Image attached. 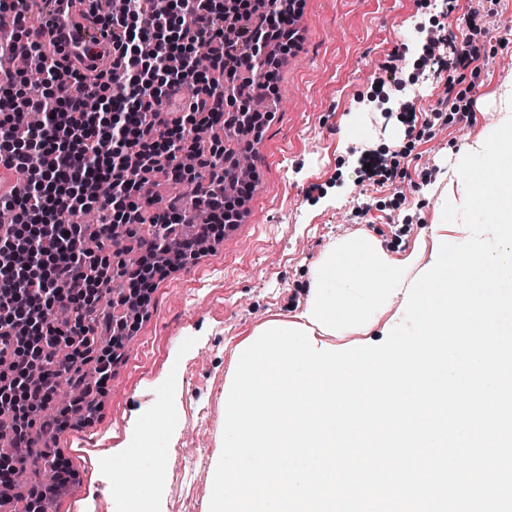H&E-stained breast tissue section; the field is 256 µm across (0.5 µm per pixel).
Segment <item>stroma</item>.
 Listing matches in <instances>:
<instances>
[{"label": "stroma", "instance_id": "stroma-1", "mask_svg": "<svg viewBox=\"0 0 512 512\" xmlns=\"http://www.w3.org/2000/svg\"><path fill=\"white\" fill-rule=\"evenodd\" d=\"M299 4L298 46L275 65L274 118L251 148L257 184L245 216L210 251L155 276L149 313L112 367L100 412L44 437L75 474L49 512H125L112 477L144 420L155 466L185 473L180 486L156 487L154 512L180 502L203 512L192 466L217 451L224 381L241 344L304 305L311 267L333 240L367 233L393 255L408 251L440 204L431 185L489 129L495 93L512 81V0ZM429 6L437 14L427 27ZM460 43L473 61L452 73L443 60ZM374 142L391 153L370 178L354 157ZM200 408L209 418L199 435Z\"/></svg>", "mask_w": 512, "mask_h": 512}]
</instances>
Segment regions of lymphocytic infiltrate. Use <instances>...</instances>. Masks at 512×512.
<instances>
[{
  "label": "lymphocytic infiltrate",
  "mask_w": 512,
  "mask_h": 512,
  "mask_svg": "<svg viewBox=\"0 0 512 512\" xmlns=\"http://www.w3.org/2000/svg\"><path fill=\"white\" fill-rule=\"evenodd\" d=\"M282 3L237 6L240 40L230 43L224 0H170L168 10L151 15L128 0L111 18L116 41L95 70L50 60L32 43L25 51L42 82L24 83L17 73L0 81V163L27 176L19 193L0 196L14 210L13 223L0 224V392L19 388L27 399L0 427V445L12 450L10 465L0 468V510L14 498L15 472L32 452L35 409L53 403L59 372L79 389L87 374L100 391L111 377L112 336L93 317L97 301L147 284L140 264L110 263L112 226L151 225L146 254H167L174 266L218 236L227 199L250 196L247 183L225 190L229 154L203 148L195 133L230 124L253 137L271 120L268 112L249 120L227 113L222 78L232 57L252 73L237 98L247 103L271 93L275 73L253 62L269 45L284 52L296 46V10ZM202 53L204 70L193 64ZM202 172L207 219L192 236L178 237L188 199L174 196L161 206L145 187L159 175L177 182ZM90 210L100 223H85ZM51 311L64 320L50 321ZM62 345L70 350L64 360Z\"/></svg>",
  "instance_id": "lymphocytic-infiltrate-1"
}]
</instances>
